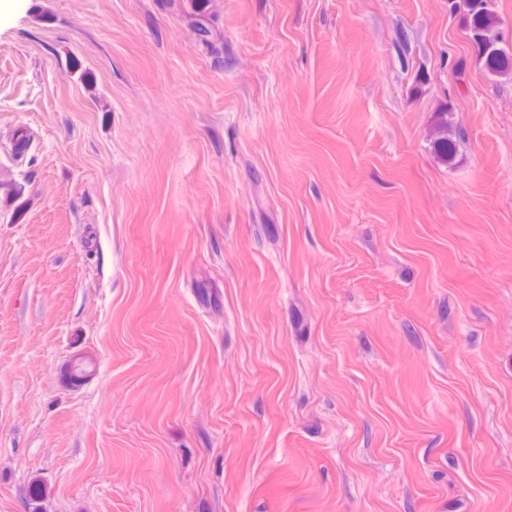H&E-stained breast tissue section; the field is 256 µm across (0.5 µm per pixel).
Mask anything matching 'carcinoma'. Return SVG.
Returning a JSON list of instances; mask_svg holds the SVG:
<instances>
[{
  "label": "carcinoma",
  "mask_w": 512,
  "mask_h": 512,
  "mask_svg": "<svg viewBox=\"0 0 512 512\" xmlns=\"http://www.w3.org/2000/svg\"><path fill=\"white\" fill-rule=\"evenodd\" d=\"M451 10L462 15L470 41L477 47L478 60L483 67L495 75L512 74V54L499 46L497 29L500 17L496 10V0H450ZM196 40L207 46L213 45V28L207 17L194 21ZM437 127L435 147L440 156L449 160L458 149V142L453 136L448 110L441 109Z\"/></svg>",
  "instance_id": "obj_1"
}]
</instances>
